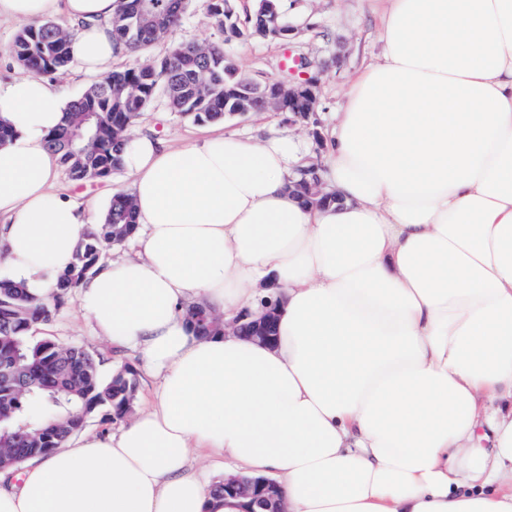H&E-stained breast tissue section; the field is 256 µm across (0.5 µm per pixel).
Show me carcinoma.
<instances>
[{"mask_svg":"<svg viewBox=\"0 0 512 512\" xmlns=\"http://www.w3.org/2000/svg\"><path fill=\"white\" fill-rule=\"evenodd\" d=\"M139 7L152 12L148 28L129 25L127 16ZM183 10L184 0H117L112 34L128 52H141L178 28ZM252 32L261 38H288V20L274 0L259 3ZM76 35L75 27L36 21L17 36L9 52L33 75H59L72 62L68 46ZM176 49L174 66L114 70L69 103L62 123L47 134L46 144L60 155L72 180L105 181L121 169L131 126L159 95L172 111L195 123L222 122L237 110V69L224 54L223 43L200 47L184 42ZM136 224L130 196L119 193L113 196L104 223L78 245L72 266L57 279L49 297L39 298L20 283L0 280V358L21 347L27 353L21 364L23 376L32 386L28 391L0 377V415L22 417L12 439L0 444L1 471L53 453L99 408L110 409L116 419L128 417L137 391L136 371L120 368L104 377L93 351L38 339L34 333L49 324L64 298L104 263L107 250L129 239ZM188 317L196 335L222 334V325L207 308L196 306Z\"/></svg>","mask_w":512,"mask_h":512,"instance_id":"obj_1","label":"carcinoma"}]
</instances>
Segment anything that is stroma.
<instances>
[{
	"mask_svg": "<svg viewBox=\"0 0 512 512\" xmlns=\"http://www.w3.org/2000/svg\"><path fill=\"white\" fill-rule=\"evenodd\" d=\"M296 33L283 43L259 38L225 39L207 8V0H186L182 25L154 42L145 52L117 60V67L159 63L180 42L206 45L223 42L224 51L237 64L241 75L264 82L287 78L282 68L285 53L306 58L310 74L318 78V105L312 118L297 119L287 112H250L224 121L226 132L252 139L259 144L285 139L297 148L304 162L322 163L344 95L355 74L380 49L379 4L377 0H278ZM208 126L194 123L168 109L163 98H156L139 116L132 135H149L174 146H185L208 133ZM54 189L83 207L106 211L115 194L130 190L126 170L113 173L104 182L72 181L58 171ZM44 337L76 344L100 354L101 371L110 374L123 364L138 367L139 394L153 386L152 378L141 370L133 350L114 349L111 341L97 335L81 307L79 292L70 293Z\"/></svg>",
	"mask_w": 512,
	"mask_h": 512,
	"instance_id": "stroma-1",
	"label": "stroma"
}]
</instances>
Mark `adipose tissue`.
<instances>
[{"mask_svg":"<svg viewBox=\"0 0 512 512\" xmlns=\"http://www.w3.org/2000/svg\"><path fill=\"white\" fill-rule=\"evenodd\" d=\"M382 51L336 114L323 180L288 142L129 139L134 253L81 286L99 335L158 383L117 432L0 472V512H242L193 455L274 478L288 512H512V0H384ZM116 0H0L83 23L107 73ZM54 82L0 80V272L48 295L95 223L53 190ZM277 305V341L196 336L187 312ZM489 431L482 447L478 428ZM298 173L301 174V177L291 185V192L296 198L304 200L321 196L329 197L335 194L333 191H324L317 174L308 178L305 174V167L300 168Z\"/></svg>","mask_w":512,"mask_h":512,"instance_id":"1","label":"adipose tissue"}]
</instances>
